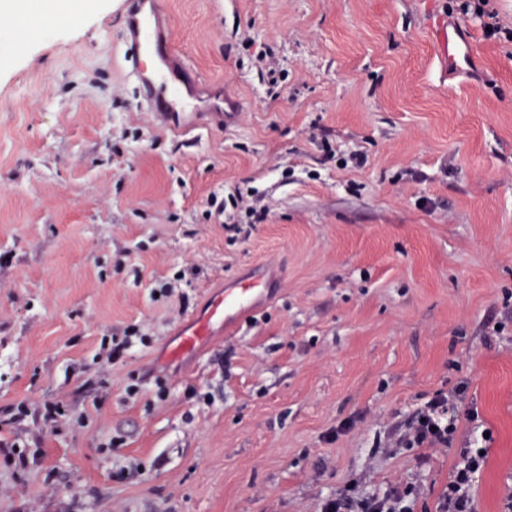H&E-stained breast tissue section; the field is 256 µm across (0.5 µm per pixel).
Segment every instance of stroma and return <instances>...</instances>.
<instances>
[{"label":"stroma","instance_id":"stroma-1","mask_svg":"<svg viewBox=\"0 0 512 512\" xmlns=\"http://www.w3.org/2000/svg\"><path fill=\"white\" fill-rule=\"evenodd\" d=\"M85 2L0 0L21 35L0 41V411H63L0 429V512H319L354 477L418 484L434 512L478 428L475 512H501L512 42L457 0H161L201 103L243 104L177 133L127 73V0ZM437 15L471 69L449 74ZM236 191L267 208L248 236L217 211ZM251 275L272 298L170 357L214 287ZM132 324L148 344L97 360ZM438 391L459 394L452 445L397 447Z\"/></svg>","mask_w":512,"mask_h":512}]
</instances>
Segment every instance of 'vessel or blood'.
Segmentation results:
<instances>
[{
  "mask_svg": "<svg viewBox=\"0 0 512 512\" xmlns=\"http://www.w3.org/2000/svg\"><path fill=\"white\" fill-rule=\"evenodd\" d=\"M432 30L443 48L449 71L461 72L470 66L474 56L470 42L446 29L439 20L434 22ZM122 41L145 110L170 128H194V121L177 110L182 99L192 96L194 86L185 82L189 66L173 50L164 30L160 0H132ZM262 293L259 281L245 280L211 298L204 315L190 318L173 349L174 354L195 350L203 339L212 335L215 324L234 322Z\"/></svg>",
  "mask_w": 512,
  "mask_h": 512,
  "instance_id": "1",
  "label": "vessel or blood"
}]
</instances>
